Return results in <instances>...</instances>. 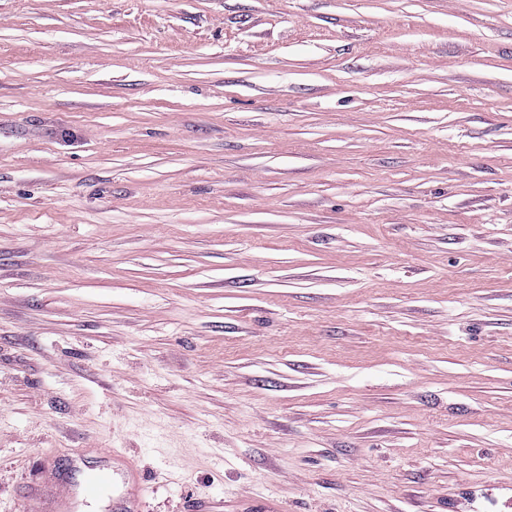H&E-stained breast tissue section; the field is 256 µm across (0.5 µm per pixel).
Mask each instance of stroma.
I'll return each instance as SVG.
<instances>
[{"mask_svg": "<svg viewBox=\"0 0 512 512\" xmlns=\"http://www.w3.org/2000/svg\"><path fill=\"white\" fill-rule=\"evenodd\" d=\"M512 512V0H0V512ZM144 475L130 461L113 463L112 469H99L91 479L88 490L92 494L102 493L119 483L121 493L112 494L113 512H141L142 485Z\"/></svg>", "mask_w": 512, "mask_h": 512, "instance_id": "1", "label": "stroma"}]
</instances>
